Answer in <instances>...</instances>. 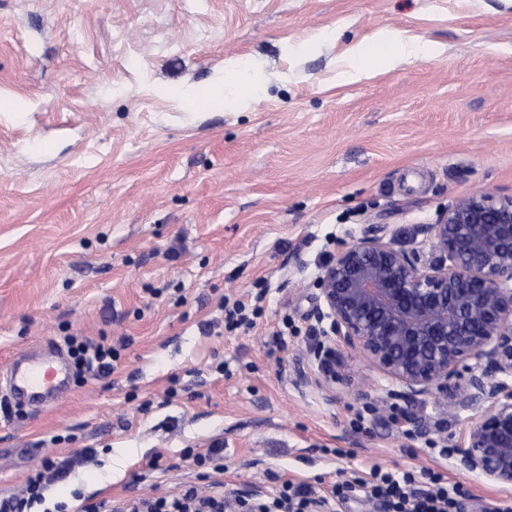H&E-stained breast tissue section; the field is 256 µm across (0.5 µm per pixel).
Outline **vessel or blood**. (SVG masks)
<instances>
[{"mask_svg":"<svg viewBox=\"0 0 512 512\" xmlns=\"http://www.w3.org/2000/svg\"><path fill=\"white\" fill-rule=\"evenodd\" d=\"M71 384L66 356L55 343H47L43 354L19 355L6 370L9 400L23 406L44 407L57 401Z\"/></svg>","mask_w":512,"mask_h":512,"instance_id":"obj_1","label":"vessel or blood"}]
</instances>
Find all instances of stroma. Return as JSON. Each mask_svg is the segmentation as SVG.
Instances as JSON below:
<instances>
[{
  "instance_id": "35a3bbf8",
  "label": "stroma",
  "mask_w": 512,
  "mask_h": 512,
  "mask_svg": "<svg viewBox=\"0 0 512 512\" xmlns=\"http://www.w3.org/2000/svg\"><path fill=\"white\" fill-rule=\"evenodd\" d=\"M384 29L440 54L337 85ZM214 79L258 90L243 109L170 95ZM480 192L512 197V0H0V369L66 327L129 340L109 377L0 420V496L95 448L52 499L122 512L213 480L267 502L283 479L323 495L375 465L507 498L437 455L479 411L391 396L352 357L324 392L309 354L330 256L379 231L427 254L420 226ZM258 279L257 326L225 332L220 298ZM216 442L207 481L183 451Z\"/></svg>"
}]
</instances>
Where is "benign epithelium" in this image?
Wrapping results in <instances>:
<instances>
[{
  "label": "benign epithelium",
  "mask_w": 512,
  "mask_h": 512,
  "mask_svg": "<svg viewBox=\"0 0 512 512\" xmlns=\"http://www.w3.org/2000/svg\"><path fill=\"white\" fill-rule=\"evenodd\" d=\"M433 258L363 236L315 280L324 336L409 400L436 399L455 384V411L482 409L453 449L456 469L512 487V198H461L422 227ZM336 381V347L313 351Z\"/></svg>",
  "instance_id": "benign-epithelium-1"
}]
</instances>
